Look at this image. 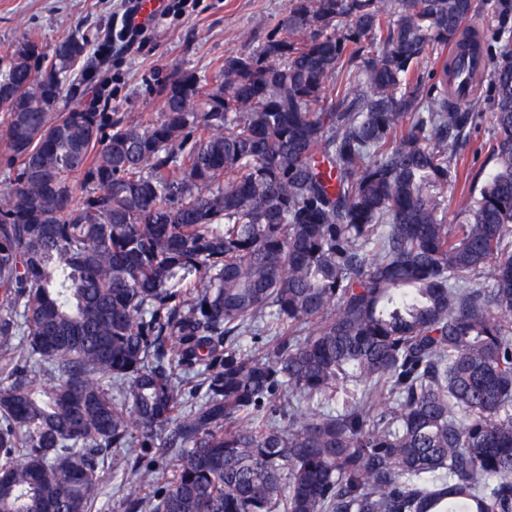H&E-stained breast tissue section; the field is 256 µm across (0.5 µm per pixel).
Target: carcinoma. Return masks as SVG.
Here are the masks:
<instances>
[{"mask_svg":"<svg viewBox=\"0 0 512 512\" xmlns=\"http://www.w3.org/2000/svg\"><path fill=\"white\" fill-rule=\"evenodd\" d=\"M487 4L479 35L475 0H288L146 122L56 111L77 33L0 54V512H96L109 459L154 486L126 512H512V58L476 67L512 0ZM483 77L478 182L451 87Z\"/></svg>","mask_w":512,"mask_h":512,"instance_id":"1","label":"carcinoma"}]
</instances>
